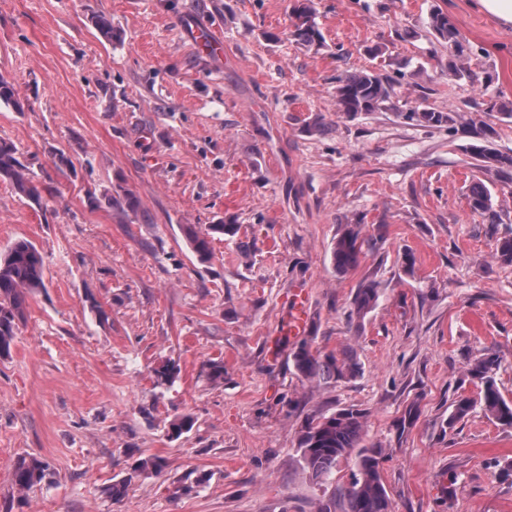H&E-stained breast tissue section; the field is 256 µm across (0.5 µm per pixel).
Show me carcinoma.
Listing matches in <instances>:
<instances>
[{"instance_id": "1", "label": "carcinoma", "mask_w": 512, "mask_h": 512, "mask_svg": "<svg viewBox=\"0 0 512 512\" xmlns=\"http://www.w3.org/2000/svg\"><path fill=\"white\" fill-rule=\"evenodd\" d=\"M314 0H298L294 7L292 40L310 47L324 46V36L315 22ZM428 27L435 41L448 48L453 59L448 61L449 74L457 79L469 76L466 67L472 46L466 37L440 8L429 14ZM394 94V81L379 69L344 71L336 76L334 97L336 114L354 118L362 113L377 112ZM21 108L17 91L11 82L0 77V105ZM403 119L424 127L453 129L465 121L477 127L478 137L468 147L471 157L478 162L483 173L502 183H512V153L494 147L496 131L483 120L465 117L461 110L446 112L423 110L400 113ZM9 182L16 193L40 202V192L29 169L20 161L17 148L0 141V181ZM468 198L473 211L483 215L488 223H497L492 196L485 182L478 179L469 186ZM112 205L122 210L136 211L139 200L130 190L112 197ZM193 250L203 260L211 254L210 241L193 231H187ZM364 240L362 225L342 224L333 247L334 267L339 273L354 269L360 260ZM45 287L44 260L33 243L25 238L15 240L0 255V358L10 355L11 346L23 319L25 297ZM379 299V288L374 282L361 285L351 302L350 316L362 318L370 312ZM499 356L490 353L477 360L470 369L479 384V401L462 397L456 401L450 421L467 416L474 404H480L485 413L499 424L512 427V402L500 393L494 377ZM295 368L310 379H339L355 377L361 373L359 363L351 356L337 359L312 351L308 342H302L293 352ZM364 414L354 409H342L328 417L308 423L298 440L300 464L309 476L317 481L328 479L336 465L343 459L355 457L356 471L351 481L340 491L342 512H389L391 499L381 477L382 454L364 444ZM50 474L49 463L38 457L19 458L13 470V481L20 490L30 489Z\"/></svg>"}]
</instances>
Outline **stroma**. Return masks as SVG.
Listing matches in <instances>:
<instances>
[{
    "mask_svg": "<svg viewBox=\"0 0 512 512\" xmlns=\"http://www.w3.org/2000/svg\"><path fill=\"white\" fill-rule=\"evenodd\" d=\"M293 5L0 0V75L21 104L0 106V139L41 192L34 203L0 182V251L25 238L45 262L0 359V512H317L354 462L317 483L298 439L344 408L364 413L382 451L393 512H512V428L478 406L450 420L457 397H476L470 368L486 353H499L512 401V266L495 257L512 233V184L490 182V226L469 204L468 127L402 117L512 102V28L477 0H316L326 45L306 48L282 37ZM435 6L474 47L470 79L449 77L447 50L429 39ZM100 14L119 39L99 35ZM200 29L222 37L223 55L201 54ZM377 43L388 50L374 59L364 48ZM363 68L401 78L397 95L337 117V75ZM122 187L138 211L111 207ZM220 222L238 233L214 235L200 261L186 228ZM356 222L369 243L337 273L336 234ZM366 279L378 304L350 319ZM299 289L301 338L287 329ZM304 340L352 352L361 375L306 379L291 357ZM166 360L180 371L161 385ZM184 415L192 428L172 435ZM22 455L50 465L23 495ZM147 458L163 471L131 477ZM124 479L112 500L107 487Z\"/></svg>",
    "mask_w": 512,
    "mask_h": 512,
    "instance_id": "1",
    "label": "stroma"
}]
</instances>
